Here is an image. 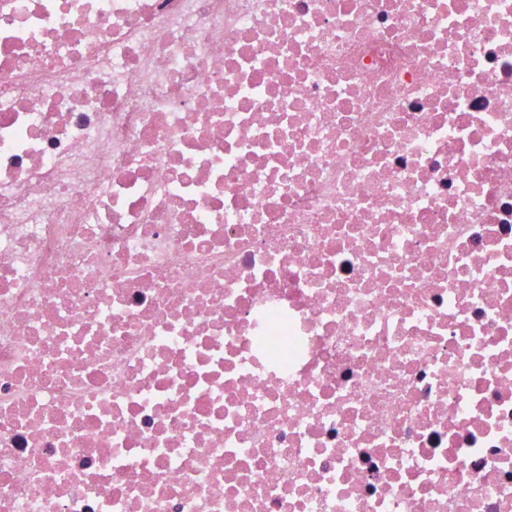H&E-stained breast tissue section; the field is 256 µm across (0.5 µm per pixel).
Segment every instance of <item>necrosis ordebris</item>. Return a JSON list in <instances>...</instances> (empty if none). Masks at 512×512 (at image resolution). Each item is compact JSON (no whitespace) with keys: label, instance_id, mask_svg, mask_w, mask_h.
Instances as JSON below:
<instances>
[{"label":"necrosis or debris","instance_id":"1","mask_svg":"<svg viewBox=\"0 0 512 512\" xmlns=\"http://www.w3.org/2000/svg\"><path fill=\"white\" fill-rule=\"evenodd\" d=\"M0 512H512V0H0Z\"/></svg>","mask_w":512,"mask_h":512}]
</instances>
